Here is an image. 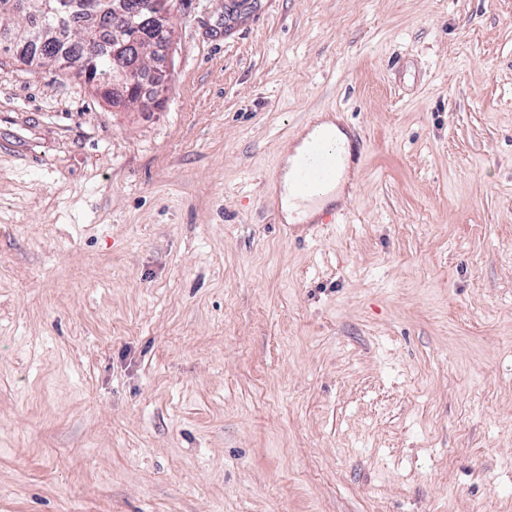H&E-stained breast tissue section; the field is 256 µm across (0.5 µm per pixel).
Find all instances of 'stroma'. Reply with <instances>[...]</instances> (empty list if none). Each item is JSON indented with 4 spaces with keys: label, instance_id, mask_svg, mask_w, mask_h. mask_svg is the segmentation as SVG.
Returning <instances> with one entry per match:
<instances>
[{
    "label": "stroma",
    "instance_id": "stroma-1",
    "mask_svg": "<svg viewBox=\"0 0 512 512\" xmlns=\"http://www.w3.org/2000/svg\"><path fill=\"white\" fill-rule=\"evenodd\" d=\"M173 13L154 106L0 60V512H512V0ZM292 152L285 158L281 202L287 221L301 223L312 219L315 211L307 208L298 211L299 207L288 198V182L299 152L293 171V192L300 207L314 208L323 203L320 194L338 183L343 186L346 177L353 181L366 163L369 145L361 132H352L348 147L341 149L328 131L318 130L306 139L302 148L294 146Z\"/></svg>",
    "mask_w": 512,
    "mask_h": 512
}]
</instances>
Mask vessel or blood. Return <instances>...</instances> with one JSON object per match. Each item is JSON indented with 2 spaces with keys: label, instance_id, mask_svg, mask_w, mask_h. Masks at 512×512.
Instances as JSON below:
<instances>
[{
  "label": "vessel or blood",
  "instance_id": "1",
  "mask_svg": "<svg viewBox=\"0 0 512 512\" xmlns=\"http://www.w3.org/2000/svg\"><path fill=\"white\" fill-rule=\"evenodd\" d=\"M369 145L362 133H353L347 148L336 145L325 130L315 132L304 142L293 171V192L299 206L320 207V220L336 221V208L324 204L322 195L345 179L355 177L364 167Z\"/></svg>",
  "mask_w": 512,
  "mask_h": 512
}]
</instances>
